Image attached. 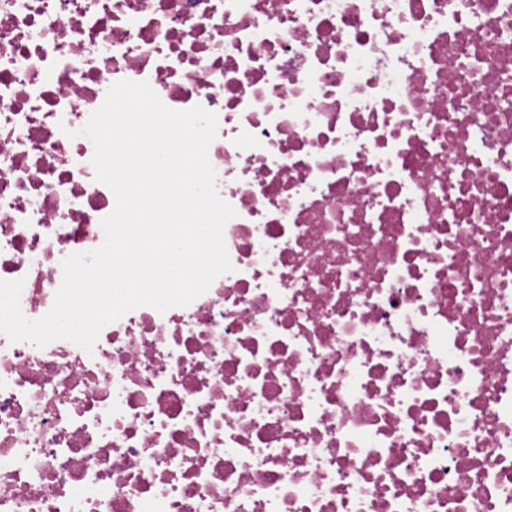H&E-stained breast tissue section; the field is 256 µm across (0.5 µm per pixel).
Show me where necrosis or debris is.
Segmentation results:
<instances>
[{"label":"necrosis or debris","instance_id":"1","mask_svg":"<svg viewBox=\"0 0 512 512\" xmlns=\"http://www.w3.org/2000/svg\"><path fill=\"white\" fill-rule=\"evenodd\" d=\"M123 79L217 114L234 271L89 351L0 334V512H512V0H0L28 318L104 241Z\"/></svg>","mask_w":512,"mask_h":512}]
</instances>
